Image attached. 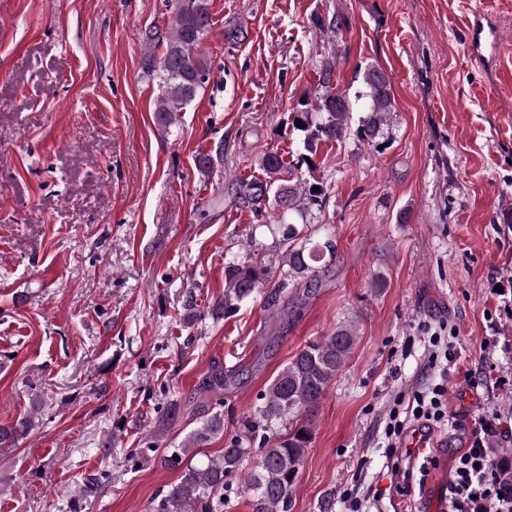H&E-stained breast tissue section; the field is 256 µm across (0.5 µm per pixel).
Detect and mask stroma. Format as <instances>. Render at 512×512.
<instances>
[{"mask_svg":"<svg viewBox=\"0 0 512 512\" xmlns=\"http://www.w3.org/2000/svg\"><path fill=\"white\" fill-rule=\"evenodd\" d=\"M210 5L211 79L167 129L143 48L166 0H0V426L43 406L0 451V512H68L102 470L112 479L79 498L81 512H151L179 478L162 453L198 425L188 414L160 426L165 395L192 400L214 361L243 367L223 436L200 450L219 455L295 353L347 319L357 345L311 416L291 512H339L346 489L363 512H448L475 432L489 424L512 444V230L500 221L512 207V0ZM327 12L342 20L337 37L310 27ZM478 12L500 37L482 67L465 45ZM230 17L248 30L234 48ZM331 54L342 91L358 90L357 66L386 70L396 113L384 153L350 142L314 158L329 201L312 221L334 225L335 259L285 315L257 297L187 327L182 289L202 305L220 297L224 262L248 236L278 253L276 227L210 200L250 175L248 159L296 149L292 109ZM218 148L223 164L202 178L196 156ZM433 335L456 354L444 374L429 366ZM439 381L447 420L414 419L415 393ZM393 411L404 429L391 441ZM424 429L435 445L421 458L408 445ZM151 431L157 453L130 465L127 449ZM422 464L425 480L406 479Z\"/></svg>","mask_w":512,"mask_h":512,"instance_id":"1","label":"stroma"}]
</instances>
